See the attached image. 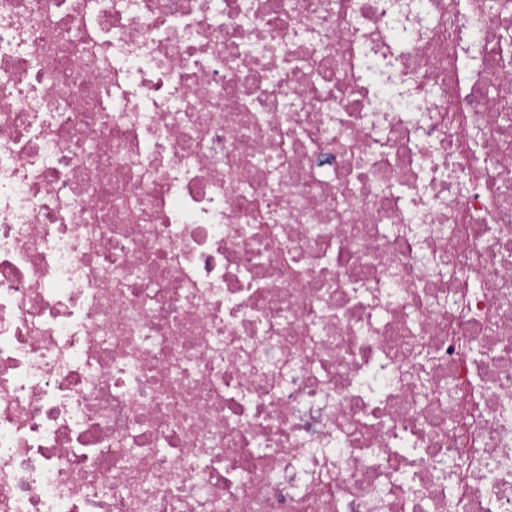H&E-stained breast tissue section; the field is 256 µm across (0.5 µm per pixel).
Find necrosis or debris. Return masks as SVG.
Returning <instances> with one entry per match:
<instances>
[{
  "mask_svg": "<svg viewBox=\"0 0 512 512\" xmlns=\"http://www.w3.org/2000/svg\"><path fill=\"white\" fill-rule=\"evenodd\" d=\"M0 0V512H512V0Z\"/></svg>",
  "mask_w": 512,
  "mask_h": 512,
  "instance_id": "necrosis-or-debris-1",
  "label": "necrosis or debris"
}]
</instances>
